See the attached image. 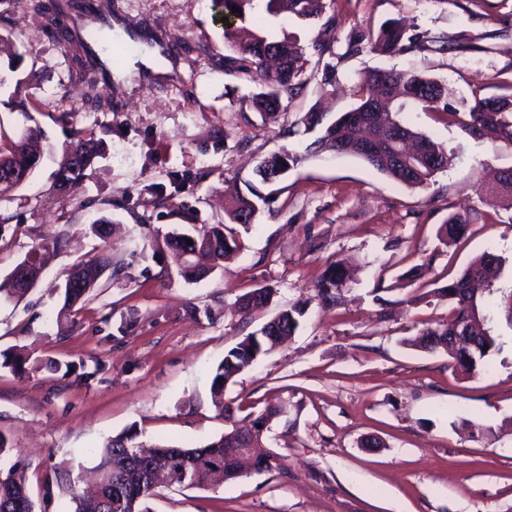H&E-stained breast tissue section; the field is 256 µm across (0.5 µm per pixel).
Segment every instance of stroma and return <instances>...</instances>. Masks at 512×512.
<instances>
[{"label": "stroma", "instance_id": "obj_1", "mask_svg": "<svg viewBox=\"0 0 512 512\" xmlns=\"http://www.w3.org/2000/svg\"><path fill=\"white\" fill-rule=\"evenodd\" d=\"M129 24L163 35L172 73L128 85L99 86V106L82 101L59 41L24 0L7 5L6 32L20 54L25 85L13 97L0 85V136L16 139L20 106L36 107L46 149L30 181L0 201L13 220L0 227V279L30 247L67 232L35 288L0 301V356L27 348L35 358L70 365L17 375L0 367V432L11 438L39 512H68L72 480L95 465L107 438L132 430L143 442L202 446L226 423L210 395L228 350L284 308L304 315L290 341L227 384L224 400L248 413L274 403L283 413L265 444L263 472L216 488H176L153 499L154 512H512V325L504 310L487 324L500 346L485 369L465 379L447 353L408 346L421 329L448 321L447 300L432 289L454 279L477 254L505 264L492 301L512 294V209L495 170L512 166V145L468 136L459 126L410 110L401 118L442 143L451 164L411 189L359 158L307 156L313 141L300 119L319 106L334 121L352 103L362 72L418 69L448 86V105L464 112L475 95L512 94V0H326L335 24L267 17L265 33L313 38L338 56L334 90L322 68L305 65L307 86L259 113V87L225 74L230 53L212 0H117ZM401 20L431 40L423 53L364 50L345 56L349 35ZM93 134L103 155L86 178L59 194L53 174L63 147ZM298 161L273 184L242 233L240 252L207 278L188 281L158 252L185 215L197 224L224 218L226 198L244 188L265 155ZM179 180L165 205L155 193ZM468 211L467 239L437 237L448 216ZM112 220V281H99L69 327L59 328L60 285L72 266L95 257L86 228ZM350 266L344 303L324 306L315 280L331 263ZM275 294L241 313L237 301L261 286ZM134 324L122 329L121 321ZM380 447H370L371 439Z\"/></svg>", "mask_w": 512, "mask_h": 512}]
</instances>
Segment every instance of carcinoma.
I'll list each match as a JSON object with an SVG mask.
<instances>
[{"label":"carcinoma","instance_id":"1","mask_svg":"<svg viewBox=\"0 0 512 512\" xmlns=\"http://www.w3.org/2000/svg\"><path fill=\"white\" fill-rule=\"evenodd\" d=\"M33 13L45 18V32L62 38L66 55L76 66L75 76L79 83L81 97L94 105H99L95 90L100 83L98 70L93 66L87 44L88 32L79 27L77 19L86 13L87 0H26ZM224 16L238 21L233 54L224 56V73L231 76H244L264 85V91L252 97V106L259 112L276 110L284 98L298 95L304 88L300 79L308 57L317 58L323 64L321 85L335 87L336 65L330 61L335 56L330 46L319 38L309 41L306 48L298 47L296 40L285 36L274 40L260 28L261 19L255 14L256 6L264 5L270 15H287L303 21L325 19L324 25L331 26L335 19L325 16V0H214ZM239 12H233V7ZM370 46L381 53H415L426 49L419 33L408 29L398 21H389L377 32H361L350 38L346 46L349 56L359 54L364 46ZM354 105L339 115L328 125H323L324 115L314 109L305 113L302 123L308 130L321 128V134L309 146L313 152L333 151L338 154L355 156L377 172L409 188L426 184L442 169L448 167L451 157L446 147L430 137L414 130L410 125L388 118L386 114L368 111L379 97L396 101L395 111L407 107H417L426 112H438L460 125L471 137L492 136L512 145V95L475 98L473 105L463 114L448 109V88L441 81L423 71H399L378 69L357 77L352 87ZM42 136L37 126L25 129V135L11 141L10 146L0 145V172L14 171L27 180L40 163V154L33 148V142ZM409 142L419 150L437 156L433 166H427L416 156L404 152V143ZM88 150L94 158L101 156L100 146L94 137L80 138L63 152L55 172V178L64 173H72L75 179H83L94 166L89 161L74 166L71 157L74 153ZM297 157L283 149L273 152L260 160L262 167L254 169L255 180L245 181L247 193L239 194L225 208L222 224L197 226L191 217L183 231L164 237L159 250L166 254L178 274L187 280H202L220 265L223 260L240 251L239 230L245 231L253 225L257 216L254 199H263L258 185L265 184L262 172H288ZM109 218L102 216L89 225L91 234L99 238L104 247L96 258L80 263L66 276L62 290L63 301L57 313V324L63 328L71 322L74 308L86 301L91 290L105 273L117 274L112 267L109 246ZM469 217L465 212H456L448 217L438 229L444 243H457L469 231ZM193 244H188V241ZM67 245V235L63 234L50 244L33 246L15 265L23 264L43 269L44 253L60 251ZM503 259L492 251H484L476 256L463 272L437 289L439 296L451 304L448 324L442 327H427L412 340V344L428 352L445 351L452 359L453 367L459 375L469 378L484 368L485 358L499 349L496 337L485 332V337L476 349L447 347V336L453 327L470 317L467 301L477 299L479 308L495 309L497 304L487 300L491 294L492 282L500 275ZM348 276L339 263L329 265L320 275L316 284V297L328 306L341 303L339 284ZM32 280L27 287H19L14 272H9L0 283V299L22 298L34 286ZM256 296L259 306L268 304L274 289L261 286L245 295L239 308L246 313L251 310L249 297ZM304 310L294 306L277 314L278 323L283 325L278 331L263 325L248 334L236 347L229 350L217 365L212 377L210 392L214 406L229 423V429L245 421L249 424L262 417L277 416L279 407L275 404L263 410L250 413L245 418H236L233 408L224 403V384L239 374L252 368L259 358L269 354L283 340L295 335ZM3 365L22 375L31 370L46 367L54 372L68 375L70 368H62L55 361L43 362L19 351L5 357ZM137 433L123 432L109 439L97 454L95 469L98 479L91 491L72 495L71 512H151L149 501L157 495L156 479L162 475L169 486L182 488H205L220 470L224 479L234 480L241 476L238 441L219 437L201 447H180L157 444L153 454L144 461L138 456L142 444L136 442ZM14 452L10 438L0 432V512H36L25 474L20 463H9ZM250 452L256 465L269 467L271 455L264 449L263 436L256 435Z\"/></svg>","mask_w":512,"mask_h":512}]
</instances>
